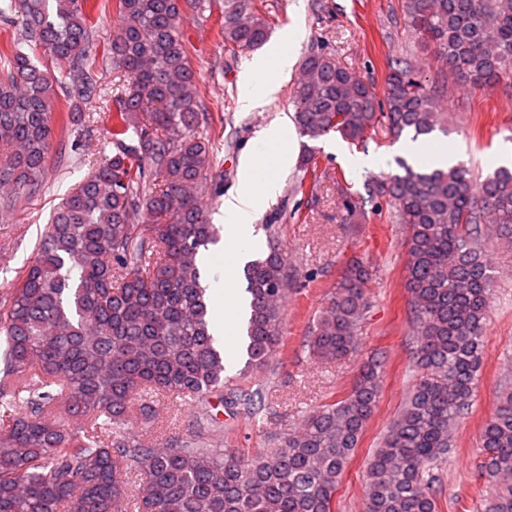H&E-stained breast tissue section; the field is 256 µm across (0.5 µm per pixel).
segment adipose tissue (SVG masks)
<instances>
[{
	"mask_svg": "<svg viewBox=\"0 0 512 512\" xmlns=\"http://www.w3.org/2000/svg\"><path fill=\"white\" fill-rule=\"evenodd\" d=\"M296 38L282 39L277 49L256 56L240 75L242 111L252 112L276 94L279 80L294 64ZM259 145L246 151L240 161L239 181L224 200V252L236 267H244L261 243L254 235L258 202L271 201L278 190L281 173L292 165L296 137L290 124L280 121L260 133ZM210 291L216 306L225 311L223 323L215 325V336L234 334L242 324L247 295L241 279L226 275L212 279Z\"/></svg>",
	"mask_w": 512,
	"mask_h": 512,
	"instance_id": "obj_1",
	"label": "adipose tissue"
}]
</instances>
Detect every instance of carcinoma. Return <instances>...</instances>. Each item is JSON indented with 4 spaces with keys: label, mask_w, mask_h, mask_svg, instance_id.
Returning <instances> with one entry per match:
<instances>
[{
    "label": "carcinoma",
    "mask_w": 512,
    "mask_h": 512,
    "mask_svg": "<svg viewBox=\"0 0 512 512\" xmlns=\"http://www.w3.org/2000/svg\"><path fill=\"white\" fill-rule=\"evenodd\" d=\"M206 0H115L122 28L106 48L118 81L112 108L83 111L99 91L87 18L94 0H0L14 27L0 47V187L13 206L38 193L56 128L110 124V154L52 212L9 302L0 368V512H333L345 468L378 405L383 356L359 367L350 390L272 438L255 455L214 448L216 396L232 415L260 412V392L226 376L212 334V298L200 253L221 240L205 198L219 148L180 26ZM265 0H221L224 47H263ZM409 31L457 82L491 87L512 78V0H404ZM59 62V75L36 52ZM68 111L54 113L57 96ZM440 87L400 58L383 99L374 85L324 48L300 64L291 104L299 134L336 133L362 143L380 129L427 142L442 129ZM347 196L353 224L384 197L406 225L405 277L416 348L407 400L366 471L364 512H438L436 485L454 430L471 406L484 358L493 274L481 225L512 235V170L481 181L460 166L414 168ZM319 183L315 151L300 157ZM148 224H143V221ZM265 256L243 271L251 295L244 368L265 371L283 346V305L294 287L288 254L267 225ZM372 271L350 262L306 338L310 358L349 360L361 341ZM162 398L195 407L192 432L163 445L133 437ZM481 473L494 483L486 512H512V391L481 431ZM143 488L129 495L131 476Z\"/></svg>",
    "instance_id": "obj_1"
}]
</instances>
